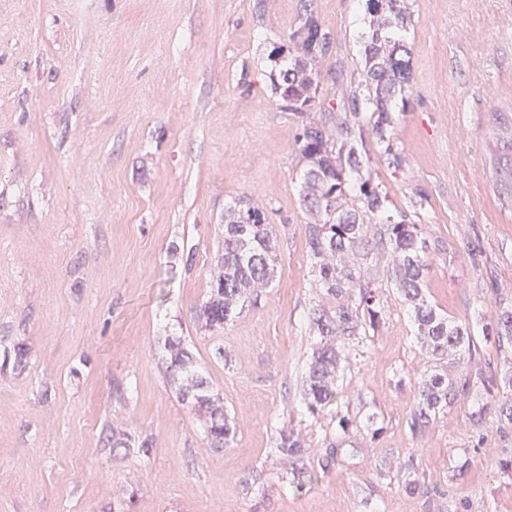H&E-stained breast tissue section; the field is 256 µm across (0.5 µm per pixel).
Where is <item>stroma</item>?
Returning <instances> with one entry per match:
<instances>
[{
    "label": "stroma",
    "mask_w": 512,
    "mask_h": 512,
    "mask_svg": "<svg viewBox=\"0 0 512 512\" xmlns=\"http://www.w3.org/2000/svg\"><path fill=\"white\" fill-rule=\"evenodd\" d=\"M412 77L394 133L431 252L426 296L469 324L471 377L512 350L483 328L512 306V195L494 129L512 111V0H411ZM313 11L333 35L319 102L283 111L289 33ZM360 0H0V512H512V421L474 392L420 433L407 425L427 359L388 293L363 357L339 381L354 452L295 491L271 455L279 428L315 454L338 421L300 412L317 341L300 205L303 119L342 111L359 66ZM247 197L276 236L273 286L224 329L198 324ZM181 338L236 434L213 449L163 364ZM225 356H218L217 347ZM380 435H372L369 422ZM148 440L113 447V432ZM412 465L410 495L380 465ZM263 472V485L252 480Z\"/></svg>",
    "instance_id": "obj_1"
}]
</instances>
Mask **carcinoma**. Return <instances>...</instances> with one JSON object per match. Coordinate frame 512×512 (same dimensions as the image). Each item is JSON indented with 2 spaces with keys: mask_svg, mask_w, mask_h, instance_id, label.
<instances>
[{
  "mask_svg": "<svg viewBox=\"0 0 512 512\" xmlns=\"http://www.w3.org/2000/svg\"><path fill=\"white\" fill-rule=\"evenodd\" d=\"M369 33L361 53L362 79L351 94L348 111L334 119L303 124L296 139L303 161L301 202L307 215L306 233L314 259L320 299L310 311V327L320 337L302 381L301 412L319 417L332 405L343 434L352 421L339 410L338 380L351 366L360 343L383 319L385 289H394L414 326L416 339L431 362L415 382V402L409 427L417 433L452 405L464 389L479 382L491 392L494 380L467 376L460 381L448 366L460 367L475 349L471 328L432 305L424 293L432 244L427 228L411 212L397 208L385 185L373 177L372 159L392 174L405 178L406 162L394 137L396 101L405 96L411 79L410 48L403 32L411 24L409 0H365ZM333 40L332 33L312 12L288 35L294 54L275 85L280 108L303 115L316 104L321 88L320 61ZM373 139L370 155L366 139ZM496 142L508 151L499 155L503 182L512 190V123L498 126ZM272 226L258 206L239 200L224 210V254L213 277L209 298L199 317L206 328L221 329L237 309L269 287L275 273ZM498 345H512V310L500 313ZM167 368L187 374L182 397L189 400L205 423L211 447L223 448L234 439L235 427L220 398L208 393L204 382L190 372L192 356L182 340L166 343ZM116 444L128 452L147 453L149 442H135L121 431ZM276 456L290 485L299 490L318 480L335 465L338 448L330 445L314 459L294 430H278ZM409 494L421 484L409 470L394 474Z\"/></svg>",
  "mask_w": 512,
  "mask_h": 512,
  "instance_id": "cac0c4a2",
  "label": "carcinoma"
}]
</instances>
